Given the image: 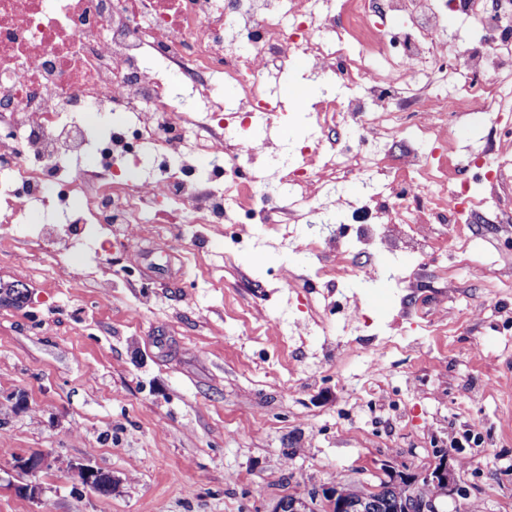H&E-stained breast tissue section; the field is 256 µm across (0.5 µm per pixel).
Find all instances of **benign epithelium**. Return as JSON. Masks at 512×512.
Segmentation results:
<instances>
[{"label":"benign epithelium","mask_w":512,"mask_h":512,"mask_svg":"<svg viewBox=\"0 0 512 512\" xmlns=\"http://www.w3.org/2000/svg\"><path fill=\"white\" fill-rule=\"evenodd\" d=\"M16 467L29 480L13 486L14 492L23 498L37 500L43 493L40 474L52 469L54 460L47 453H34L27 457H15ZM82 484L98 485L103 481L112 482V473L92 466L74 468ZM388 481L400 483L407 488V497L402 503L404 512H441L440 499L459 491L455 471L444 453L436 466L419 476L404 471H391ZM380 487L372 486L356 498H348L335 486H325L308 496L290 495L278 500L272 512H365L367 501L378 494Z\"/></svg>","instance_id":"obj_1"}]
</instances>
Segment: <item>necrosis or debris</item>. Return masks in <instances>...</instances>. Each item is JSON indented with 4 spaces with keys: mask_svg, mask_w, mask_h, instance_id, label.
<instances>
[{
    "mask_svg": "<svg viewBox=\"0 0 512 512\" xmlns=\"http://www.w3.org/2000/svg\"><path fill=\"white\" fill-rule=\"evenodd\" d=\"M0 0V198L10 213L0 236L25 223L29 206L51 197L67 213L82 198L80 223L133 224L159 203L184 224H221L256 202L273 181L288 187L285 210L259 208L266 224L322 223L335 188L368 187L362 227L368 260L401 252L418 260L429 223L462 224L489 204L468 186L449 188L435 159L449 119L475 109L512 127V0ZM497 29L485 55L464 52L446 12ZM403 16L410 30L385 66L368 61L385 48L383 21ZM303 62L333 92L315 104V134L300 155L319 169L283 162L270 172L267 144L245 136L258 115L281 103L270 69ZM231 85L236 96L225 98ZM415 123H401L406 103ZM407 147L393 160L389 143ZM212 155L223 188L202 189L185 163L187 142ZM327 185L316 199L313 184Z\"/></svg>",
    "mask_w": 512,
    "mask_h": 512,
    "instance_id": "obj_1",
    "label": "necrosis or debris"
}]
</instances>
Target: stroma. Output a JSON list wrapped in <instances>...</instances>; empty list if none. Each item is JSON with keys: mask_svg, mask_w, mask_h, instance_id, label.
<instances>
[{"mask_svg": "<svg viewBox=\"0 0 512 512\" xmlns=\"http://www.w3.org/2000/svg\"><path fill=\"white\" fill-rule=\"evenodd\" d=\"M280 76L279 123L267 132L293 146L312 132ZM487 114L460 120L448 154L481 150ZM44 219L32 207L25 236L0 252V283L22 301H0V512H271L290 494L340 483L377 484L383 467L430 469L441 452L459 494L443 512H512V233L490 225H431L464 236L470 273L457 288L440 270L455 249L426 253L416 288L378 277L338 291L313 280L302 249L353 223L190 224L145 237L126 228L108 243L86 225L63 261L79 278L39 268L32 240ZM382 364L366 366L373 349ZM474 423L481 443L466 440ZM51 454L40 502L17 496L20 454ZM110 471L102 497L74 468Z\"/></svg>", "mask_w": 512, "mask_h": 512, "instance_id": "35a3bbf8", "label": "stroma"}]
</instances>
